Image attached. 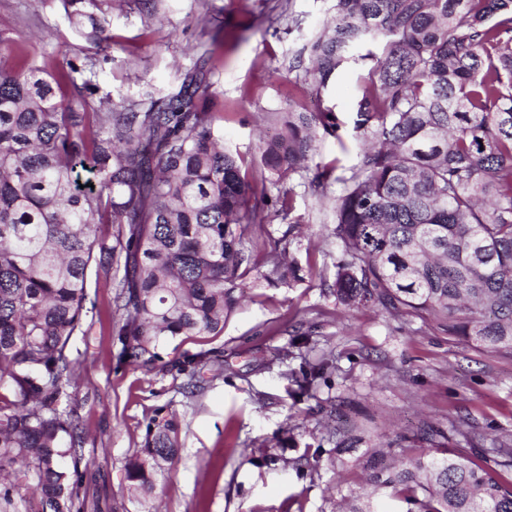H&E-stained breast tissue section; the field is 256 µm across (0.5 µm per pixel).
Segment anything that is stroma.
Segmentation results:
<instances>
[{
    "label": "stroma",
    "instance_id": "35a3bbf8",
    "mask_svg": "<svg viewBox=\"0 0 512 512\" xmlns=\"http://www.w3.org/2000/svg\"><path fill=\"white\" fill-rule=\"evenodd\" d=\"M334 0H160L149 19L138 0H125L112 15L106 49L80 40L58 0H0V37L24 47L36 60L95 57L90 105L100 100L139 101L175 93L183 74L204 51L213 54L209 75L216 126L226 149L258 157L266 115L288 100L307 109L316 100L351 117L356 76L342 73L323 91L304 90L310 66L304 49L333 15ZM295 213L305 228L288 235V224L271 217L255 229L258 256L285 244L308 259L302 281L268 286L248 275L250 288L218 336H180L161 355L164 368L117 366L112 327L118 321L113 289L88 290L83 331L71 341L78 386L72 399L88 439L90 467L81 512H347L362 494L360 465L370 448L417 452L424 423L475 430L478 446L459 442L465 455H482L502 479L494 444L512 440V357L450 340L432 322L347 310L320 278L336 259L331 200L340 190H320L309 179L293 182ZM311 332L336 354V368L319 381L315 396L296 402L280 378L281 358L294 331ZM211 350L224 357V374L203 390L189 391L187 373L171 362ZM175 418L180 452L174 468L160 474L152 496L127 490L124 465L139 451L152 418ZM352 428L357 450L318 473H297L289 460L306 446L334 448L330 428ZM283 462L271 465L267 456Z\"/></svg>",
    "mask_w": 512,
    "mask_h": 512
}]
</instances>
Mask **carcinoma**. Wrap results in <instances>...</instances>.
<instances>
[{
  "label": "carcinoma",
  "mask_w": 512,
  "mask_h": 512,
  "mask_svg": "<svg viewBox=\"0 0 512 512\" xmlns=\"http://www.w3.org/2000/svg\"><path fill=\"white\" fill-rule=\"evenodd\" d=\"M116 2L61 0L96 45L112 39ZM333 10L308 41L310 75L326 88L359 70L355 119L293 99L273 113L278 133L260 147L273 197L215 129L210 58L172 95L88 112L95 59L38 64L21 47L0 50V501L30 477V512L81 509L85 473L65 460H80L85 434L61 401L77 380L70 344L91 270L116 289L117 364L150 371L167 341L220 335L250 272L272 285L303 279L291 254L269 255L260 270L249 236L272 212L290 231L300 224L287 183L327 136L359 148L350 176L333 177L331 163L312 179L342 185L336 301L420 316L450 340L512 357V0H335ZM68 85L70 99L59 95ZM223 367L210 350L179 363L195 388ZM334 368L331 351L303 359L288 394L312 397ZM455 433L480 441L430 426V447L415 456L368 455L365 506L352 512H373L385 491L406 512H512V482L455 451ZM178 450L175 421L152 420L125 466L129 492L151 495Z\"/></svg>",
  "instance_id": "obj_1"
}]
</instances>
